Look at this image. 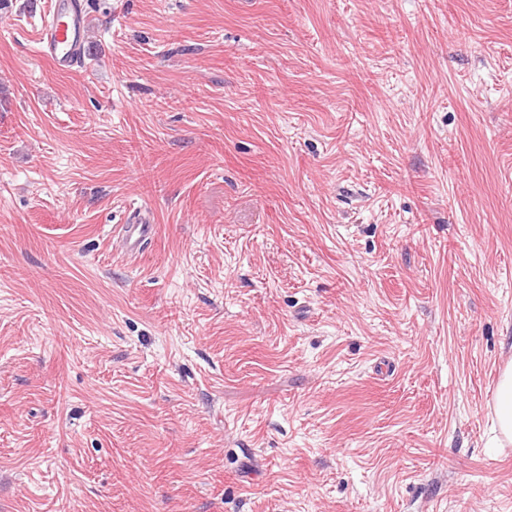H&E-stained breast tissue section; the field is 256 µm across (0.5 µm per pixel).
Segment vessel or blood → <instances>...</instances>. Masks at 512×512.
<instances>
[{"label": "vessel or blood", "mask_w": 512, "mask_h": 512, "mask_svg": "<svg viewBox=\"0 0 512 512\" xmlns=\"http://www.w3.org/2000/svg\"><path fill=\"white\" fill-rule=\"evenodd\" d=\"M86 15L82 0H51L49 18L39 37V53L57 70L73 71L85 52ZM127 252L137 253L150 241L154 226L149 218L128 215L122 226Z\"/></svg>", "instance_id": "1"}]
</instances>
